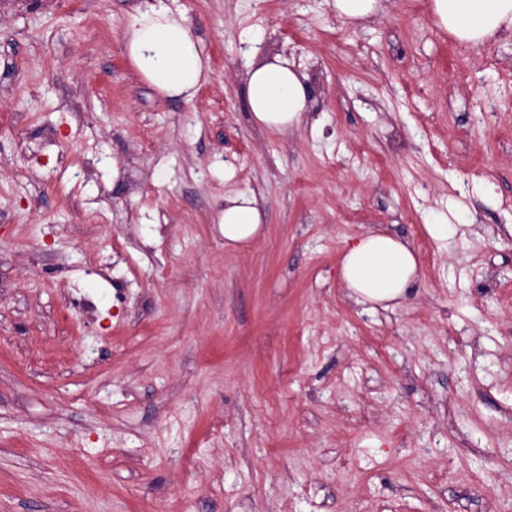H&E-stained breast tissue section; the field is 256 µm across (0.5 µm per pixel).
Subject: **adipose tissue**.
Segmentation results:
<instances>
[{
	"instance_id": "ef3b65f1",
	"label": "adipose tissue",
	"mask_w": 512,
	"mask_h": 512,
	"mask_svg": "<svg viewBox=\"0 0 512 512\" xmlns=\"http://www.w3.org/2000/svg\"><path fill=\"white\" fill-rule=\"evenodd\" d=\"M435 25L457 41L478 46L512 37V0H432ZM125 48L132 67L162 95L191 100L205 78L208 59L183 12L150 0L131 14ZM247 103L256 124L282 131L298 125L306 110L309 85L282 55L250 63L244 72ZM224 239L240 244L256 236L263 222L253 196L224 199L220 217ZM417 259L409 242L371 232L346 249L341 278L357 303L401 300L417 278Z\"/></svg>"
}]
</instances>
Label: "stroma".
<instances>
[{"instance_id":"35a3bbf8","label":"stroma","mask_w":512,"mask_h":512,"mask_svg":"<svg viewBox=\"0 0 512 512\" xmlns=\"http://www.w3.org/2000/svg\"><path fill=\"white\" fill-rule=\"evenodd\" d=\"M141 5L0 0V512H512V38L174 0L186 102L128 61ZM273 51L310 86L283 132L241 80ZM377 229L418 277L372 310L340 261ZM223 223L224 240L228 244H240L256 236L263 218L255 198L246 194L225 197L224 212L219 219V224Z\"/></svg>"}]
</instances>
